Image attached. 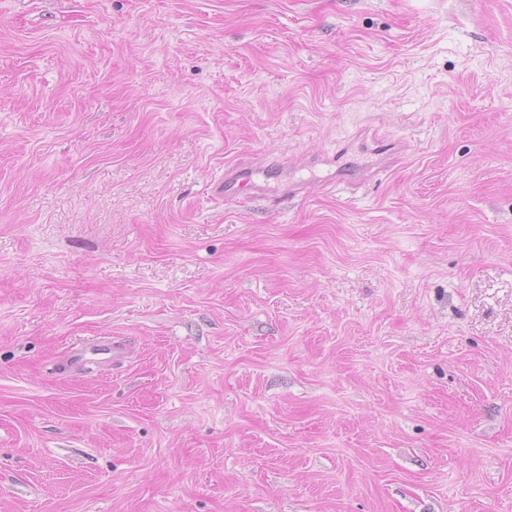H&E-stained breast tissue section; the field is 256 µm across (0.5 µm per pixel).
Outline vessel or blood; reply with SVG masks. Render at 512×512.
Listing matches in <instances>:
<instances>
[{
    "label": "vessel or blood",
    "instance_id": "1",
    "mask_svg": "<svg viewBox=\"0 0 512 512\" xmlns=\"http://www.w3.org/2000/svg\"><path fill=\"white\" fill-rule=\"evenodd\" d=\"M219 189L221 196L228 201L257 199L274 207L306 192L305 184L289 181L287 163L265 158L255 163L225 167ZM128 355L129 350L123 341L97 337L73 346L64 366L73 373H90L124 362Z\"/></svg>",
    "mask_w": 512,
    "mask_h": 512
}]
</instances>
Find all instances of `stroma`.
I'll return each instance as SVG.
<instances>
[{
    "instance_id": "obj_1",
    "label": "stroma",
    "mask_w": 512,
    "mask_h": 512,
    "mask_svg": "<svg viewBox=\"0 0 512 512\" xmlns=\"http://www.w3.org/2000/svg\"><path fill=\"white\" fill-rule=\"evenodd\" d=\"M0 512H512V0H0ZM288 161L263 158L250 164H236L224 168L223 181L219 183L224 201L246 202L265 200L273 207L306 193L303 183L288 180ZM128 355V347L123 341L97 337L73 346L64 360V367L72 373H90L124 362Z\"/></svg>"
}]
</instances>
